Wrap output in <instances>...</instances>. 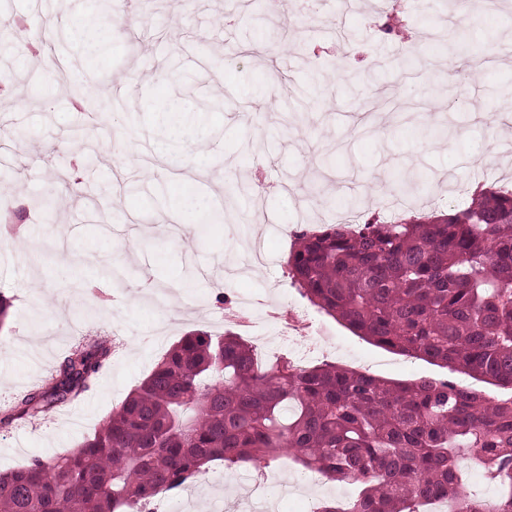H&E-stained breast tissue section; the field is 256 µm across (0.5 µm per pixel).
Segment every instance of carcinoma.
Wrapping results in <instances>:
<instances>
[{"label": "carcinoma", "mask_w": 512, "mask_h": 512, "mask_svg": "<svg viewBox=\"0 0 512 512\" xmlns=\"http://www.w3.org/2000/svg\"><path fill=\"white\" fill-rule=\"evenodd\" d=\"M88 114L108 106L70 81ZM287 276L313 306L359 336L477 380L512 388V191L477 186L471 203L431 219L336 224L293 233ZM112 355L76 346L39 390L0 410L12 424L66 405ZM292 451L304 470L360 484L318 512H512V395L448 379L399 383L334 363L265 367L237 334L192 331L76 449L0 473V512H138L220 461L265 469ZM481 463L502 492L478 505L458 459Z\"/></svg>", "instance_id": "obj_1"}]
</instances>
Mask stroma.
<instances>
[{
    "mask_svg": "<svg viewBox=\"0 0 512 512\" xmlns=\"http://www.w3.org/2000/svg\"><path fill=\"white\" fill-rule=\"evenodd\" d=\"M390 0H249L233 25L221 22L223 0H137L136 16L100 12L95 0H63L49 12L37 0H0V72L15 90L0 97V206L28 207L52 197L54 209L25 223L33 242L10 239L0 249V294L12 301L0 330V408L41 387L77 345L119 334L124 347L91 380L75 408L0 426V472L30 458L77 448L150 373L186 332L224 333L221 288L238 290L313 316L320 335L303 349L265 326L254 340L264 365L287 358L324 361L393 381L464 373L418 357L390 353L316 312L292 288L285 262L296 225L333 224L353 196L371 214L402 198L412 215L447 214L467 206L476 183L512 188V107L498 89L512 84V8L494 21L468 0H397L406 27L384 35L375 20ZM465 15L469 44L457 62L442 47L448 19ZM294 30L279 41L278 26ZM270 31L264 55L246 53L258 29ZM44 37L47 57L101 83L121 107L99 120L106 138L69 137L82 115L69 90L45 74L28 47ZM416 58L415 72L406 61ZM320 72L317 90L307 87ZM189 102L220 98L206 113L210 137L196 149L181 142L159 152L163 131L149 114L172 94ZM496 113L497 124L484 114ZM456 135L438 139L437 128ZM125 155L115 167L111 154ZM417 170L427 181L401 196L394 180ZM260 178L262 189L234 197ZM183 199L186 235L169 234L170 200ZM224 221L209 223L216 211ZM265 263L238 273L253 235ZM137 237L127 256L124 241ZM124 267V282L102 277L105 264ZM305 470L281 455L265 470L270 494L256 498V471L209 466L204 489L175 496L174 512H302L301 500L345 503L352 483H321L287 496Z\"/></svg>",
    "mask_w": 512,
    "mask_h": 512,
    "instance_id": "stroma-1",
    "label": "stroma"
}]
</instances>
